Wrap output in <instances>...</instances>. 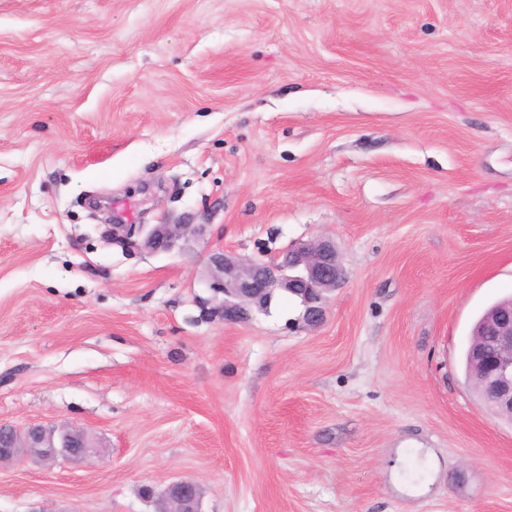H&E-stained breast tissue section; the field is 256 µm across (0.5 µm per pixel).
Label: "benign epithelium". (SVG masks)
I'll return each mask as SVG.
<instances>
[{
    "label": "benign epithelium",
    "instance_id": "benign-epithelium-1",
    "mask_svg": "<svg viewBox=\"0 0 512 512\" xmlns=\"http://www.w3.org/2000/svg\"><path fill=\"white\" fill-rule=\"evenodd\" d=\"M112 241L123 246L138 247L153 253H169L181 241L201 238L203 224H154L142 229L139 224H110L105 230ZM212 277L209 288L223 295L221 309L224 321L241 323L254 313L270 311L272 301L281 295L300 299L303 312L292 325L315 330L327 318L331 295L346 279L336 244L329 238L297 242L287 251L264 261H243L223 250L210 255ZM493 337L491 349L479 346L472 350L475 362L486 374V391L498 416L512 417V306L498 310L486 328ZM0 462L20 460L26 456L82 460L90 455L85 432L72 429H50L31 425L18 430L0 425ZM200 485L191 479L172 482L164 491L163 512H199Z\"/></svg>",
    "mask_w": 512,
    "mask_h": 512
}]
</instances>
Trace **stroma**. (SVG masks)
<instances>
[{
	"label": "stroma",
	"mask_w": 512,
	"mask_h": 512,
	"mask_svg": "<svg viewBox=\"0 0 512 512\" xmlns=\"http://www.w3.org/2000/svg\"><path fill=\"white\" fill-rule=\"evenodd\" d=\"M202 224L169 253L102 235ZM332 238L347 272L229 324L216 248ZM512 295V0H0V512H512L469 385ZM7 434V442L0 439V462L20 460L25 456L61 458L66 461L82 460L90 455V445L85 432L72 429H50L41 425H31L18 430L11 425H0ZM200 485L191 479L172 482L164 491L165 512H199Z\"/></svg>",
	"instance_id": "35a3bbf8"
}]
</instances>
